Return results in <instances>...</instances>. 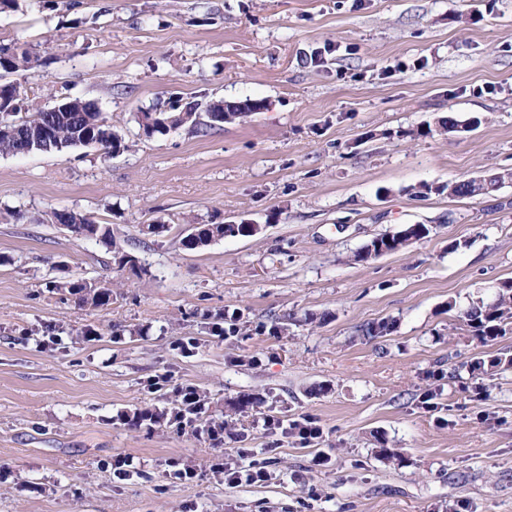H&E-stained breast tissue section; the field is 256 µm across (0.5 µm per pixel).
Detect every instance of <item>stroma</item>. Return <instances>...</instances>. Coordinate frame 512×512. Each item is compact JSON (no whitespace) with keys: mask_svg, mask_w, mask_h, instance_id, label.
<instances>
[{"mask_svg":"<svg viewBox=\"0 0 512 512\" xmlns=\"http://www.w3.org/2000/svg\"><path fill=\"white\" fill-rule=\"evenodd\" d=\"M0 45L40 58L10 76L34 103L95 102L133 143L0 155V512H512V369L451 375L512 353V330L484 346L459 319L512 278V184L446 190L512 170V0H16ZM223 98L266 108L205 136L135 122ZM243 220L259 233L185 245ZM409 224L431 233L355 261ZM61 276L111 282V303ZM227 313L241 335L212 332ZM184 387L223 442L170 425ZM144 408L159 422L131 427ZM301 417L317 444L264 427ZM120 453L137 473L113 476ZM221 456L270 478L229 486ZM472 179L476 181L475 186L471 182H467V180L452 185H448V194L467 197L484 196L487 195V193L489 192V194H491L497 191L504 181H512V172L506 170L505 172H501L500 174L488 176L484 179V181L483 178L481 177L471 178L469 180ZM475 187L479 188L477 189V192L480 193L475 192ZM53 218L56 223L63 224L78 236L95 238L111 248L116 245L112 228L108 224H97L87 215L65 210L54 212ZM51 283V288L57 292L80 295L84 303L93 307L108 305L112 300V287L105 284L89 282L84 279H69Z\"/></svg>","mask_w":512,"mask_h":512,"instance_id":"1","label":"stroma"}]
</instances>
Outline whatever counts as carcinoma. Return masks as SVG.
<instances>
[{"label":"carcinoma","instance_id":"1","mask_svg":"<svg viewBox=\"0 0 512 512\" xmlns=\"http://www.w3.org/2000/svg\"><path fill=\"white\" fill-rule=\"evenodd\" d=\"M37 65L38 59L26 51L19 53L0 47L1 70L26 71ZM75 100L81 105L78 112H53L34 104L26 97L18 100L14 105L3 102L0 106V123H9L13 132L0 136V154L60 152L89 143L98 145L107 155L123 153L131 148V144L112 132L111 125L107 123L95 103L78 96ZM241 105L243 108L235 107L233 111L227 113L226 122H235L236 112L240 110L253 112L261 109L258 103L248 99L241 101ZM161 116L168 119L169 124L146 131L145 136L163 135L184 126L179 112L167 111L161 113ZM224 123L208 117L199 124V130L207 132L219 129L224 126ZM44 128L49 129V133L43 138L40 131ZM53 218L56 223L66 226L78 236L95 238L110 247L115 245L112 228L107 224L96 223L87 215L63 210L54 213ZM195 231V240L199 248L226 236L253 235L250 228L244 224H198L195 226ZM430 233L431 227L426 224H410L399 231L373 237L361 251L355 254V258L358 261H365L395 252L410 245L412 241L416 242L428 237ZM51 288L58 292L78 295L84 303L97 308L109 304L112 300V287L84 279L54 281ZM459 319L481 344L487 346L495 343L499 337L505 335L508 325L512 323V279L498 285L492 300L474 303L459 315ZM510 368H512V354L507 352H500L488 360L476 358L469 364L471 373L487 377Z\"/></svg>","mask_w":512,"mask_h":512}]
</instances>
